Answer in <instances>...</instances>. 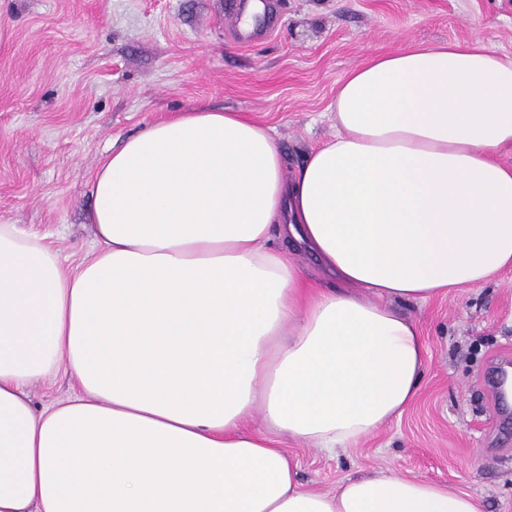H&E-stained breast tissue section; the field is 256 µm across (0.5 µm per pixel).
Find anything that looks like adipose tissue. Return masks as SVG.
Masks as SVG:
<instances>
[{
    "label": "adipose tissue",
    "mask_w": 512,
    "mask_h": 512,
    "mask_svg": "<svg viewBox=\"0 0 512 512\" xmlns=\"http://www.w3.org/2000/svg\"><path fill=\"white\" fill-rule=\"evenodd\" d=\"M332 111L290 176L241 113L152 122L101 161L77 268L0 224V512H483L384 471L309 488L280 439L333 451L400 417L426 345L397 302L512 267V56L410 44ZM60 374L78 395L36 409Z\"/></svg>",
    "instance_id": "adipose-tissue-1"
}]
</instances>
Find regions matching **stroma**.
Wrapping results in <instances>:
<instances>
[{"instance_id":"obj_1","label":"stroma","mask_w":512,"mask_h":512,"mask_svg":"<svg viewBox=\"0 0 512 512\" xmlns=\"http://www.w3.org/2000/svg\"><path fill=\"white\" fill-rule=\"evenodd\" d=\"M267 26L228 28L233 0H0V224L47 236L69 267L93 247L89 182L151 122L193 109L271 129L293 174L331 138L337 86L375 54L481 41L512 55V0H260ZM400 311L427 345L410 407L354 448L284 440L321 491L383 470L512 512V433L484 380L512 352V270Z\"/></svg>"}]
</instances>
